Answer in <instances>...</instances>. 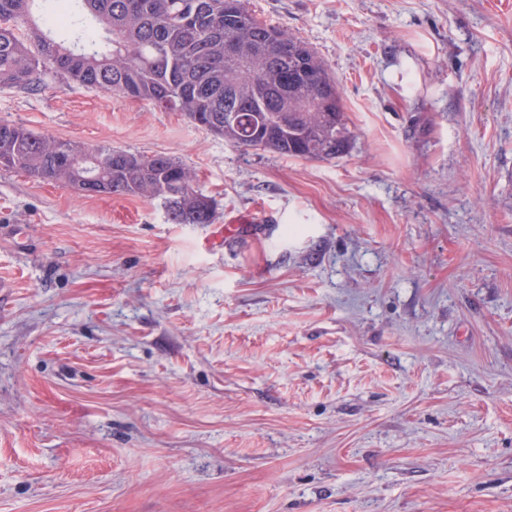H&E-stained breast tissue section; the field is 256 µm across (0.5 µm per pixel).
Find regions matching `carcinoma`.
I'll use <instances>...</instances> for the list:
<instances>
[{
    "instance_id": "carcinoma-1",
    "label": "carcinoma",
    "mask_w": 512,
    "mask_h": 512,
    "mask_svg": "<svg viewBox=\"0 0 512 512\" xmlns=\"http://www.w3.org/2000/svg\"><path fill=\"white\" fill-rule=\"evenodd\" d=\"M36 2L0 0L1 87L32 91L44 76L73 81L180 112L244 150L288 158L329 161L351 149L354 134L325 63L244 0H67L73 46L42 30ZM0 168L87 196L159 199L171 224L216 219L196 172L166 154L86 148L1 122Z\"/></svg>"
}]
</instances>
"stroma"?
<instances>
[{"instance_id": "obj_1", "label": "stroma", "mask_w": 512, "mask_h": 512, "mask_svg": "<svg viewBox=\"0 0 512 512\" xmlns=\"http://www.w3.org/2000/svg\"><path fill=\"white\" fill-rule=\"evenodd\" d=\"M244 2L326 64L343 158L0 88V122L218 204L0 170V512H512V0ZM87 156L98 161L100 176L83 188L85 165L81 160ZM0 168L62 182L87 196L159 199L172 224H212L216 219L215 201L199 188L196 172L166 154L144 156L104 146L86 148L1 122Z\"/></svg>"}]
</instances>
